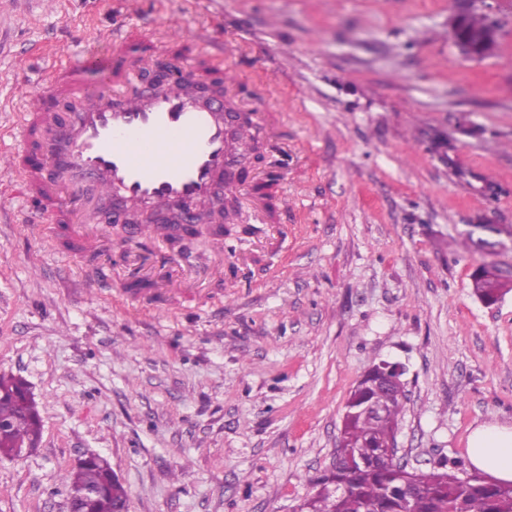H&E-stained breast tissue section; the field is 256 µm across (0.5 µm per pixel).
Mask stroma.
I'll use <instances>...</instances> for the list:
<instances>
[{"mask_svg":"<svg viewBox=\"0 0 512 512\" xmlns=\"http://www.w3.org/2000/svg\"><path fill=\"white\" fill-rule=\"evenodd\" d=\"M497 50L463 56L453 0H0V157L58 50L124 21L178 67L203 58L272 107L285 171L276 221L169 243L132 238L114 282L44 242L0 174V374L23 378L42 435L0 457V512H68L60 476L107 458L128 512H299L332 467L371 363L404 369L397 457L468 459L483 423H512V291L473 293L482 263L512 279V0H489ZM172 281L164 305L126 289Z\"/></svg>","mask_w":512,"mask_h":512,"instance_id":"35a3bbf8","label":"stroma"}]
</instances>
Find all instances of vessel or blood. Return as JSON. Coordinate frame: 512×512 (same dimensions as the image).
Instances as JSON below:
<instances>
[{
  "mask_svg": "<svg viewBox=\"0 0 512 512\" xmlns=\"http://www.w3.org/2000/svg\"><path fill=\"white\" fill-rule=\"evenodd\" d=\"M96 41L74 63L55 68L49 94L29 95L19 117V144L5 167L24 198L41 202L43 221L31 233L45 240L53 225L66 224L81 248L95 250V237L73 219L86 184L129 210L177 216L189 209L200 219L216 188L252 198L247 177L232 167L256 136H273L265 107L239 122L232 91L198 62L160 89L117 92L114 76H131L142 61L126 54L121 33Z\"/></svg>",
  "mask_w": 512,
  "mask_h": 512,
  "instance_id": "obj_1",
  "label": "vessel or blood"
}]
</instances>
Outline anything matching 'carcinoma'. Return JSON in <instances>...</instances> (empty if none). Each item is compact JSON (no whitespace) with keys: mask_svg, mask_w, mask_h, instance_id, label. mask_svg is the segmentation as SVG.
<instances>
[{"mask_svg":"<svg viewBox=\"0 0 512 512\" xmlns=\"http://www.w3.org/2000/svg\"><path fill=\"white\" fill-rule=\"evenodd\" d=\"M454 43L463 55L482 59L474 46L487 34L499 32L478 0H463ZM497 267L482 265L473 272V293L493 303L512 291L495 273ZM404 384L390 380L382 367L374 364L351 392L345 405L343 428L336 456L345 464L325 477L310 499L312 512H512V486L489 481L481 474L457 471V462L440 461L428 472L411 475L401 470L388 444L396 438L403 410ZM377 411L370 413L367 407ZM0 456L12 457L17 449L36 447L40 418L25 382L0 375ZM416 482L419 493L404 495V484ZM61 481L69 490L76 512H118L127 508L123 485L112 477L106 460L91 461L67 470ZM95 488L98 495L83 500L79 494Z\"/></svg>","mask_w":512,"mask_h":512,"instance_id":"1","label":"carcinoma"}]
</instances>
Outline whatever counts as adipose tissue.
Masks as SVG:
<instances>
[{
  "instance_id": "obj_1",
  "label": "adipose tissue",
  "mask_w": 512,
  "mask_h": 512,
  "mask_svg": "<svg viewBox=\"0 0 512 512\" xmlns=\"http://www.w3.org/2000/svg\"><path fill=\"white\" fill-rule=\"evenodd\" d=\"M468 448L474 468L500 483L512 482V424L476 427L469 436Z\"/></svg>"
}]
</instances>
